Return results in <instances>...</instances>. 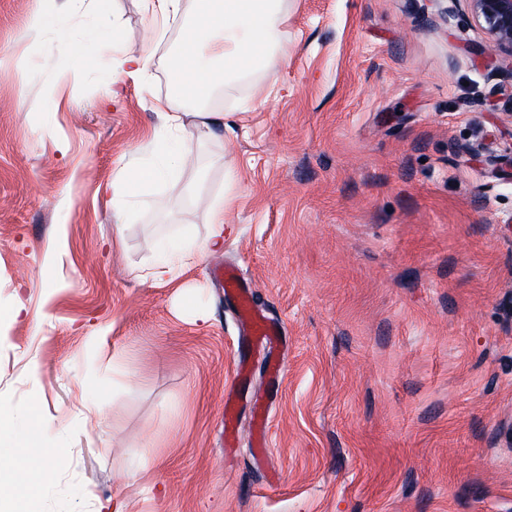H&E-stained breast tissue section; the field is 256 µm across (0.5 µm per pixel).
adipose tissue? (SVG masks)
Masks as SVG:
<instances>
[{"instance_id": "ef3b65f1", "label": "adipose tissue", "mask_w": 512, "mask_h": 512, "mask_svg": "<svg viewBox=\"0 0 512 512\" xmlns=\"http://www.w3.org/2000/svg\"><path fill=\"white\" fill-rule=\"evenodd\" d=\"M283 24L280 0H198L193 23L185 30L172 65L170 83L175 90L162 112L175 140L160 163L131 162L118 172L114 181L117 210H124L145 187L164 178L173 168L172 158H187L184 136L190 129L222 124L223 113L191 112L185 109V101L209 98L219 79L230 80L253 69L272 68V50L284 34ZM208 216V237L200 242L160 245L147 279L160 282L223 248V202H211Z\"/></svg>"}]
</instances>
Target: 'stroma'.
<instances>
[{
    "instance_id": "1",
    "label": "stroma",
    "mask_w": 512,
    "mask_h": 512,
    "mask_svg": "<svg viewBox=\"0 0 512 512\" xmlns=\"http://www.w3.org/2000/svg\"><path fill=\"white\" fill-rule=\"evenodd\" d=\"M447 6L282 0L275 65L189 100L223 126L119 219L113 175L167 146L197 0L173 23L83 0L71 53L18 42L40 4L0 0V414L59 451L31 512H512V175L482 155L512 151V75ZM140 49L148 82L113 91ZM199 190L223 249L142 281L155 242L206 238ZM217 264L278 324L280 385ZM153 57L145 51H125L112 58V84L126 78L145 76L152 67Z\"/></svg>"
}]
</instances>
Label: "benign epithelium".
Masks as SVG:
<instances>
[{
	"label": "benign epithelium",
	"instance_id": "7a95c632",
	"mask_svg": "<svg viewBox=\"0 0 512 512\" xmlns=\"http://www.w3.org/2000/svg\"><path fill=\"white\" fill-rule=\"evenodd\" d=\"M485 41L477 49L495 53L512 71V0H463Z\"/></svg>",
	"mask_w": 512,
	"mask_h": 512
}]
</instances>
